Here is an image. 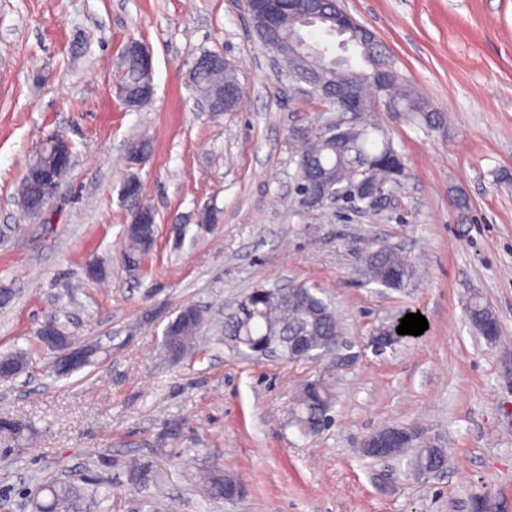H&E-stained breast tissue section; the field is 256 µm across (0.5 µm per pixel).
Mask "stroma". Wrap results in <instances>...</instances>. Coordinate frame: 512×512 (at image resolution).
<instances>
[{
	"instance_id": "1",
	"label": "stroma",
	"mask_w": 512,
	"mask_h": 512,
	"mask_svg": "<svg viewBox=\"0 0 512 512\" xmlns=\"http://www.w3.org/2000/svg\"><path fill=\"white\" fill-rule=\"evenodd\" d=\"M372 30L406 84L438 114L435 126L366 113L404 163L379 207L296 200L291 130L320 132L328 111L275 65L242 0H0V354L28 353L0 382V417L28 425L0 439V512H34L43 486L93 484L112 512H512V0H337ZM152 56L146 109L112 90L128 42ZM237 67V111H200L192 59ZM66 137L68 178L36 216L19 205L30 157ZM152 142L148 161L130 141ZM142 183L158 234L137 267L121 260L126 175ZM214 221L199 230V216ZM400 249L416 268L401 290L371 283L366 258ZM102 274L91 277L89 264ZM304 283L334 308L354 365L336 376L333 424L301 434L288 411L317 360H253L224 341V319L257 287ZM495 312V341L467 320L472 294ZM204 322L193 349L170 357L163 330L182 307ZM401 311L428 328L378 354L374 329ZM58 318L76 345L105 351L67 376L36 331ZM445 448L429 478L403 458L358 447L385 426ZM150 466L146 487L126 467ZM242 483L213 502L210 470Z\"/></svg>"
}]
</instances>
